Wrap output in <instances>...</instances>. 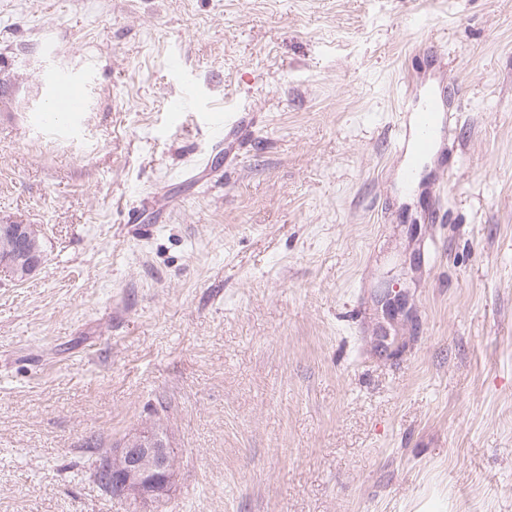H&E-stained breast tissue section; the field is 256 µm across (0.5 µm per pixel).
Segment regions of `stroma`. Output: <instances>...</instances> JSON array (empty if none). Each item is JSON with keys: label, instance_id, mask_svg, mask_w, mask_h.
Segmentation results:
<instances>
[{"label": "stroma", "instance_id": "stroma-1", "mask_svg": "<svg viewBox=\"0 0 512 512\" xmlns=\"http://www.w3.org/2000/svg\"><path fill=\"white\" fill-rule=\"evenodd\" d=\"M428 39L463 107L406 195ZM1 57L0 223L44 256L0 272V512H135L96 457L155 419V512H512V0H0ZM227 107L238 160L186 181ZM85 101L82 91H73L64 96H55L48 112H44L43 123L49 126H57L60 116L73 119L78 113L83 112Z\"/></svg>", "mask_w": 512, "mask_h": 512}]
</instances>
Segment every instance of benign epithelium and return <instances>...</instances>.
Instances as JSON below:
<instances>
[{
    "label": "benign epithelium",
    "mask_w": 512,
    "mask_h": 512,
    "mask_svg": "<svg viewBox=\"0 0 512 512\" xmlns=\"http://www.w3.org/2000/svg\"><path fill=\"white\" fill-rule=\"evenodd\" d=\"M32 224H13L8 229L11 246L24 248ZM106 473L119 487L120 494L148 507L167 495L175 476L172 449L168 448L160 426L152 425L133 432L112 449L105 461Z\"/></svg>",
    "instance_id": "1"
}]
</instances>
